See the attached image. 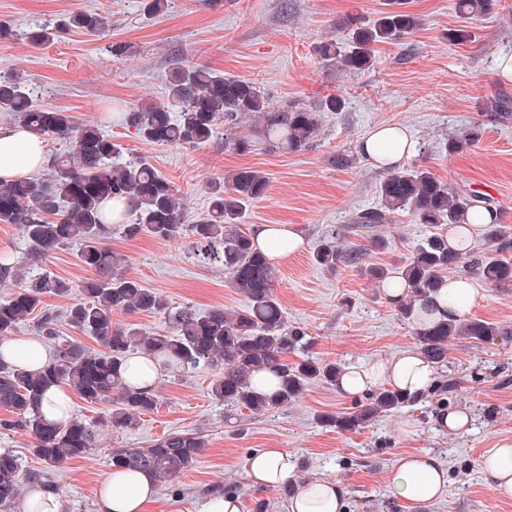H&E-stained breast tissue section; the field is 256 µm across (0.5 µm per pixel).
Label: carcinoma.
<instances>
[{"label":"carcinoma","instance_id":"1","mask_svg":"<svg viewBox=\"0 0 512 512\" xmlns=\"http://www.w3.org/2000/svg\"><path fill=\"white\" fill-rule=\"evenodd\" d=\"M492 2L458 0L456 8L463 24L448 31V40L458 44L470 41L468 23L486 15ZM106 26L108 18L80 11L72 13L58 29L78 28L95 34ZM420 27L418 15L386 10L372 25L355 28L348 47L325 42L318 47V55L329 66L360 73L373 65V45L399 41ZM168 89V104L133 109L126 115L127 125L147 143L205 144L222 121L225 143L245 152L251 149V141L233 130L242 118L260 113L268 137L282 150L298 153L316 141L320 113L339 112L344 107L340 97L331 96L317 109L276 111L255 83L204 66L176 69ZM0 112L13 114L41 137L72 142V149L50 160L48 177L0 180V224L16 226L34 256L72 243L80 246L79 258L90 274L79 286V297L66 309L64 319L104 347L101 352H90L75 342L59 340L58 318L43 310V303L46 297L63 295L69 288L48 270L0 301V337L11 335L39 311L38 335L55 343L51 359L37 372L0 356V408L11 413V418L0 420L1 429L25 432L32 440L33 454L50 467L86 457L97 447L100 431L114 434L131 429L158 405L157 393L137 390L124 380L127 361L134 354L184 370L200 366L221 369L210 388L212 398L232 410L245 408L256 415L288 408L311 382L336 384L342 369L335 363L309 355L288 361V354L309 350L312 341L305 332L288 328L275 294L278 270L238 227L246 207L267 193L265 173L253 168L235 170L224 179V185L211 190L207 216L187 224L183 199L146 159L112 163L121 153L112 138L95 125L76 124L66 112L35 105L33 90L23 75L0 80ZM480 137L478 125L463 138L451 137L448 153L462 152ZM378 197V207L357 214L353 223L389 224L396 215L407 212L420 224L455 225L465 223V217L477 207L491 209L484 195L453 191L421 166L386 177L379 184ZM119 199L132 202L134 219L124 226L126 236L147 232L163 241L192 238L195 255L205 263L224 267L232 286L245 297V306L204 313L186 305L174 309L161 294L126 276L124 256L104 243L102 204ZM486 240L503 252L512 248V234L502 224H489ZM463 256L462 249L448 245V235L435 232L417 244L396 270L366 269L369 276L390 287L407 288L399 313L411 325L418 350L440 368L448 367V342L452 339L476 344L512 340V333L482 319L416 320L415 308L442 291L448 272ZM362 257L359 251L342 250L334 236L322 240L313 253L315 264L329 270L341 264L359 265ZM470 268L492 288H512L511 259L479 253ZM136 311L164 316L167 330L145 335L132 324L114 321L118 313ZM260 373L274 376L271 391L253 385ZM61 384L73 388L84 402L105 407L103 418L89 421L73 416L64 424L47 420L41 412L45 393ZM408 401L409 397L395 389L380 388L368 394L355 411L326 415L323 421L355 432ZM203 448L199 433L174 431L145 448H114L108 463L114 469L142 471L156 483L166 482L194 468ZM26 484H45L43 472L23 475L18 458L9 450L1 451L0 512H12Z\"/></svg>","mask_w":512,"mask_h":512}]
</instances>
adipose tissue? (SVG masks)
Returning <instances> with one entry per match:
<instances>
[{
    "instance_id": "obj_1",
    "label": "adipose tissue",
    "mask_w": 512,
    "mask_h": 512,
    "mask_svg": "<svg viewBox=\"0 0 512 512\" xmlns=\"http://www.w3.org/2000/svg\"><path fill=\"white\" fill-rule=\"evenodd\" d=\"M359 152L379 168L398 167L411 154L407 130L398 124L373 127L360 140ZM46 160L43 141L22 125H0V178L23 179L39 171ZM255 248L277 261L303 248L305 237L297 224H258L252 231ZM483 300V291L472 280L452 277L446 294L435 297L427 314L466 318ZM434 365L419 351L406 349L387 359H375L345 369L338 381L339 390L347 395L368 392L386 385L416 397L430 390L435 382ZM295 461L282 448H264L248 457L245 473L255 486L272 488L288 481ZM448 470L430 453H407L400 456L392 470L390 487L393 495L407 503L412 512H425L428 505L445 496ZM157 495V488L142 473L111 471L98 490V512H146ZM347 490L342 484L319 479L304 484L288 500L287 512H344Z\"/></svg>"
}]
</instances>
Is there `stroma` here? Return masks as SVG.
Instances as JSON below:
<instances>
[{
    "instance_id": "obj_1",
    "label": "stroma",
    "mask_w": 512,
    "mask_h": 512,
    "mask_svg": "<svg viewBox=\"0 0 512 512\" xmlns=\"http://www.w3.org/2000/svg\"><path fill=\"white\" fill-rule=\"evenodd\" d=\"M401 2L421 17L420 29L400 43L376 45L374 65L349 74L324 65L317 46L347 43L352 30L368 24L389 0H169L168 10L153 17L145 0H0V19L16 30L15 37L0 40V77L25 74L39 105L97 125L120 144L121 160L147 158L185 198L187 223L206 215L210 191L225 174L245 167L267 173L268 191L249 206L241 229L302 225L308 247L279 265L276 295L289 325L313 339L315 358L355 367L414 345L397 305L386 301L382 285L361 266L395 268L431 232L448 230L415 223L407 213L390 224L355 223L358 212L376 207L377 188L388 175L358 152L367 130L405 126L414 145L406 166H427L451 189L485 194L499 222L512 226V111L488 108L497 98L512 101V80L500 77L495 64L498 56L512 54V0H495L489 14L473 21L472 39L464 44L448 39L461 23L457 0ZM77 11L107 17L108 28L92 37L72 29L50 43L31 41V33L55 28ZM192 65L258 83L279 111L315 107L331 95L345 105L324 113L313 146L296 154L274 147L252 116L238 128L252 142L245 153L225 145L220 127L200 146L142 141L126 125V112L167 102L171 72ZM475 124L483 128L478 144L449 153V135ZM332 234L341 249H362L361 265L328 271L313 264V246ZM105 243L124 254L128 276L172 306L205 312L245 302L223 267L197 262L185 243L145 232L131 239L119 224L110 225ZM0 253L28 277L48 270L75 286L88 275L78 245L33 258L8 224H0ZM448 370L459 380L452 396L425 393L356 432L322 421L359 403L333 385L312 383L287 409L255 415L226 410L211 397L216 369L168 370L157 385L154 412L128 431L101 435L98 449L51 468L49 481L59 489L61 512H97L111 449L143 448L165 434L197 430L206 442L198 463L160 485L149 512H166L171 503L199 512L216 492L239 495L243 512H255L260 502L264 512H286L289 487L315 478L347 487L345 512H409L392 495L389 478L397 457L414 451L438 456L448 469L447 493L426 512H512V499L498 496L482 468L489 449L512 442V344L453 340ZM446 408L469 411L470 431L440 428L437 416ZM263 448H283L294 457L289 485L249 484L245 462Z\"/></svg>"
}]
</instances>
